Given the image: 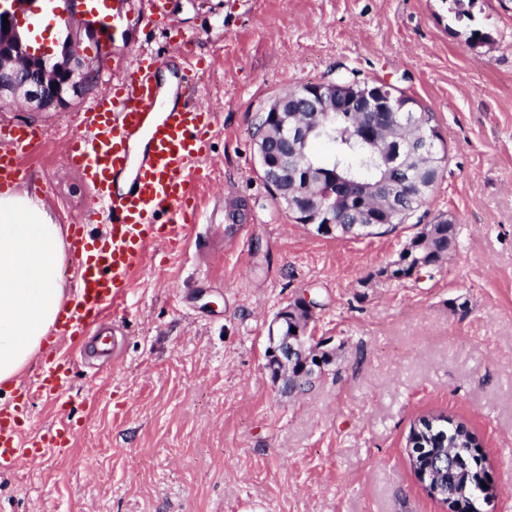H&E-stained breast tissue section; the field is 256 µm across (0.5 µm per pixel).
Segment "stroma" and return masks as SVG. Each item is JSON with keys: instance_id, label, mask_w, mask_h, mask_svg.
<instances>
[{"instance_id": "35a3bbf8", "label": "stroma", "mask_w": 512, "mask_h": 512, "mask_svg": "<svg viewBox=\"0 0 512 512\" xmlns=\"http://www.w3.org/2000/svg\"><path fill=\"white\" fill-rule=\"evenodd\" d=\"M489 34L475 45L471 31ZM179 34L208 66L217 117L200 236L151 250L112 317L110 360L78 364L66 455L0 476V512H444L411 468L420 417L475 435L512 512V0H167L114 33L125 59ZM382 80L434 112L448 165L426 210L458 245L401 282L375 279L418 231L336 237L297 223L266 185L255 130L280 94L339 76ZM51 215L90 205L64 136L24 160ZM336 358L288 394L266 368L268 324L302 295Z\"/></svg>"}]
</instances>
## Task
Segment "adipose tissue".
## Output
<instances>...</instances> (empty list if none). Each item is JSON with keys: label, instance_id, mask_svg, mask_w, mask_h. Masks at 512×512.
Wrapping results in <instances>:
<instances>
[{"label": "adipose tissue", "instance_id": "obj_1", "mask_svg": "<svg viewBox=\"0 0 512 512\" xmlns=\"http://www.w3.org/2000/svg\"><path fill=\"white\" fill-rule=\"evenodd\" d=\"M61 225L26 193L0 196V384L31 363L66 294Z\"/></svg>", "mask_w": 512, "mask_h": 512}]
</instances>
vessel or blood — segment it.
Instances as JSON below:
<instances>
[{
	"instance_id": "obj_1",
	"label": "vessel or blood",
	"mask_w": 512,
	"mask_h": 512,
	"mask_svg": "<svg viewBox=\"0 0 512 512\" xmlns=\"http://www.w3.org/2000/svg\"><path fill=\"white\" fill-rule=\"evenodd\" d=\"M167 0H112V17L150 13L164 17ZM162 63L148 53L134 56L122 80L84 110L65 143L66 167L87 186L91 206L84 221L69 225V251L77 268L75 289L48 333V350L32 380L20 383L0 405V475L15 474L47 453H67L77 434L69 415L48 429L29 432L34 399L63 406L76 359L73 348L90 326L126 300L134 269L154 246H186L201 217L197 201L200 162L210 152L215 114L198 95L201 62L185 46ZM169 68L173 99L161 91L160 71ZM46 130L0 127V194L27 183L23 160L44 143ZM144 141L133 153L135 141ZM106 219L105 232L88 226Z\"/></svg>"
}]
</instances>
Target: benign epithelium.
Segmentation results:
<instances>
[{"instance_id":"benign-epithelium-1","label":"benign epithelium","mask_w":512,"mask_h":512,"mask_svg":"<svg viewBox=\"0 0 512 512\" xmlns=\"http://www.w3.org/2000/svg\"><path fill=\"white\" fill-rule=\"evenodd\" d=\"M37 0H0V101L9 105L21 100L31 112L65 108L73 101L94 95L99 88L105 64L112 58L113 31L87 8L88 0H59L58 15L63 17L67 35L48 47H36L24 29V11L35 8ZM8 30H3V20ZM349 102L359 112L360 135L372 128L398 123L405 106L385 93L369 87L321 83L314 90H300L289 98L278 99L271 108L280 140L258 144L262 176L272 193L288 203L304 223L320 224V231L333 233L337 224H373L376 213L367 208L350 210L336 207L343 190L329 189L327 199L300 189L314 179L313 166L305 162L301 149L307 147L318 124L336 120L340 103ZM358 195L367 199L378 194L385 202L384 214L395 216L401 209L397 182L385 173L359 176L353 180ZM293 306L281 309L268 325L266 368L276 383L288 387L309 384L325 372V361L333 360V338L317 336L309 326L298 324L288 330ZM438 498L448 499L449 512H460V492L435 486Z\"/></svg>"}]
</instances>
